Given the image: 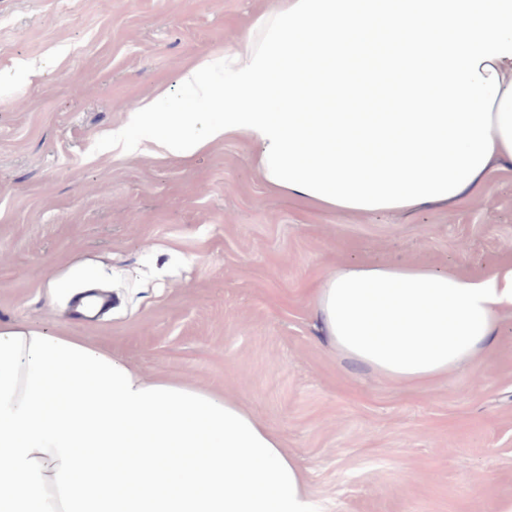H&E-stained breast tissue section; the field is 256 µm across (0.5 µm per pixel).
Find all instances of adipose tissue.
<instances>
[{
    "instance_id": "1",
    "label": "adipose tissue",
    "mask_w": 512,
    "mask_h": 512,
    "mask_svg": "<svg viewBox=\"0 0 512 512\" xmlns=\"http://www.w3.org/2000/svg\"><path fill=\"white\" fill-rule=\"evenodd\" d=\"M180 84L220 115L144 100L130 123L187 160L244 138L274 191L346 213L453 205L512 170V0H272ZM512 265L466 278L348 265L320 335L422 384L489 347ZM0 512H316L299 458L234 401L144 380L70 336L0 324Z\"/></svg>"
}]
</instances>
